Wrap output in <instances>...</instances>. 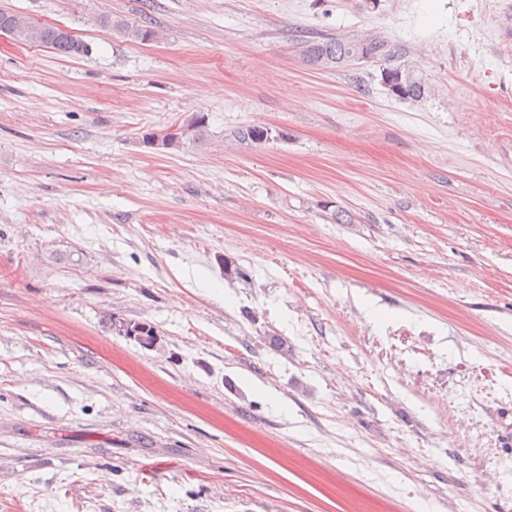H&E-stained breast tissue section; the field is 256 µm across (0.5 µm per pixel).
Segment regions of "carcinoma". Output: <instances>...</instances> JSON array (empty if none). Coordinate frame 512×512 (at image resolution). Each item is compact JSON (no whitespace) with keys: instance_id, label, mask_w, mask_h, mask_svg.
Instances as JSON below:
<instances>
[{"instance_id":"cac0c4a2","label":"carcinoma","mask_w":512,"mask_h":512,"mask_svg":"<svg viewBox=\"0 0 512 512\" xmlns=\"http://www.w3.org/2000/svg\"><path fill=\"white\" fill-rule=\"evenodd\" d=\"M10 22L14 28L13 38L17 40L43 45L67 57L74 58L89 53L87 43L75 41L54 27L41 25L17 13L10 14ZM99 23L104 27L121 30L129 37L141 41H149L155 36V31L148 25L132 27L122 20L112 19L109 15L101 16ZM303 55L310 64L323 68L343 66L357 55L367 61L387 60L391 65L382 68L381 83L391 95L403 100H415L423 97L425 93V84L415 75L414 70L405 64L396 63V60L402 58V47L399 45H391L382 40L356 42L346 38L327 37L304 41ZM204 131V120L198 117L190 124L180 127L175 134H147L143 137V143L150 148L173 149L202 139Z\"/></svg>"}]
</instances>
